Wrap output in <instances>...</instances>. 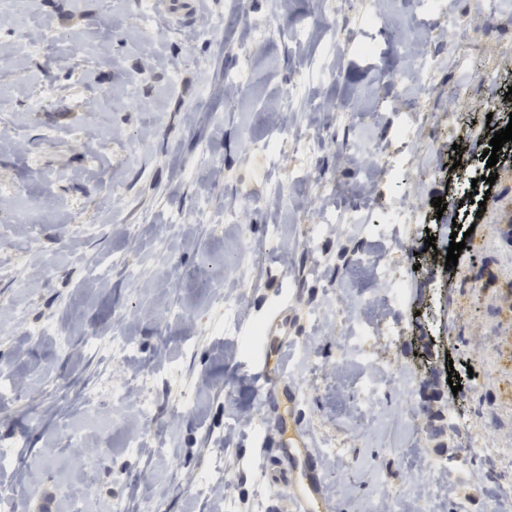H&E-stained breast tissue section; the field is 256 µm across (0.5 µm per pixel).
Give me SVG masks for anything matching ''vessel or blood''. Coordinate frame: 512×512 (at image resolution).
Segmentation results:
<instances>
[{"label": "vessel or blood", "instance_id": "b4317fda", "mask_svg": "<svg viewBox=\"0 0 512 512\" xmlns=\"http://www.w3.org/2000/svg\"><path fill=\"white\" fill-rule=\"evenodd\" d=\"M288 460L289 512H330L324 476L301 429H294L285 450Z\"/></svg>", "mask_w": 512, "mask_h": 512}]
</instances>
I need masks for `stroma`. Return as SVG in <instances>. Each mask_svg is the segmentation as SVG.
<instances>
[{
    "instance_id": "stroma-1",
    "label": "stroma",
    "mask_w": 512,
    "mask_h": 512,
    "mask_svg": "<svg viewBox=\"0 0 512 512\" xmlns=\"http://www.w3.org/2000/svg\"><path fill=\"white\" fill-rule=\"evenodd\" d=\"M475 2L20 0L0 20V448L21 446L0 512H288L287 484L244 473L288 438L270 385L295 393L335 512H512V151L480 181L487 116L512 104V0ZM320 16L340 47L303 33ZM414 44L433 83H393ZM282 127L298 145L278 155ZM374 152L394 178L360 165ZM316 201L365 220L310 232ZM458 225L457 266L374 302V264L430 235L446 252ZM267 310L284 342L259 379L242 329ZM396 317L394 342L374 335ZM111 379L125 399L90 414Z\"/></svg>"
}]
</instances>
